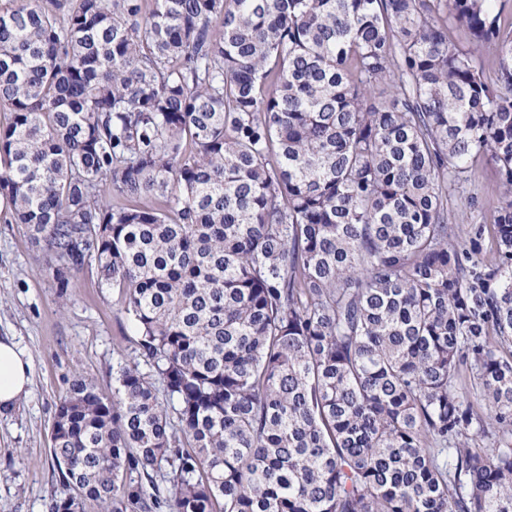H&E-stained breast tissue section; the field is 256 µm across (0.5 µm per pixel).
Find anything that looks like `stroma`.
I'll use <instances>...</instances> for the list:
<instances>
[{
    "label": "stroma",
    "mask_w": 512,
    "mask_h": 512,
    "mask_svg": "<svg viewBox=\"0 0 512 512\" xmlns=\"http://www.w3.org/2000/svg\"><path fill=\"white\" fill-rule=\"evenodd\" d=\"M0 198V336L32 359L26 396L0 415V512H48L67 489L51 464V426L73 379L104 394L117 360L137 354V329L118 290L101 285L88 261L60 293L25 225L9 222Z\"/></svg>",
    "instance_id": "stroma-1"
}]
</instances>
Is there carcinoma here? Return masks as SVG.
Segmentation results:
<instances>
[{"instance_id": "obj_1", "label": "carcinoma", "mask_w": 512, "mask_h": 512, "mask_svg": "<svg viewBox=\"0 0 512 512\" xmlns=\"http://www.w3.org/2000/svg\"><path fill=\"white\" fill-rule=\"evenodd\" d=\"M0 112L11 221L139 335L60 403L49 512H512L495 0H20ZM474 192L481 196L495 197L498 191V181L495 169L491 163H484L476 176Z\"/></svg>"}]
</instances>
